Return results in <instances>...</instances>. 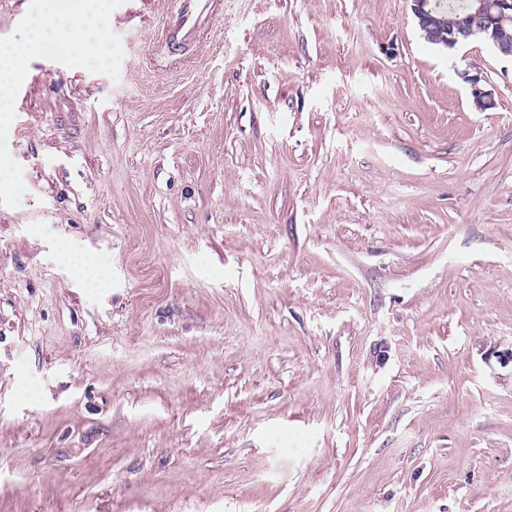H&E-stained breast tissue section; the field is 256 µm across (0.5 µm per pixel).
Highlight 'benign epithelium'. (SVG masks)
Instances as JSON below:
<instances>
[{
  "label": "benign epithelium",
  "instance_id": "7a95c632",
  "mask_svg": "<svg viewBox=\"0 0 512 512\" xmlns=\"http://www.w3.org/2000/svg\"><path fill=\"white\" fill-rule=\"evenodd\" d=\"M412 12L427 36L445 48L481 41L499 56L512 59V42L500 36L504 24L512 21V0H469L468 11L445 16L429 6V0H411ZM470 97L481 112L496 107L495 91L478 73H464Z\"/></svg>",
  "mask_w": 512,
  "mask_h": 512
}]
</instances>
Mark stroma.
I'll return each mask as SVG.
<instances>
[{
  "mask_svg": "<svg viewBox=\"0 0 512 512\" xmlns=\"http://www.w3.org/2000/svg\"><path fill=\"white\" fill-rule=\"evenodd\" d=\"M172 6L0 105V512H512V61L409 0H223L178 57ZM463 78L468 83L470 97L480 112L496 107L495 91L488 87L486 80L480 74L470 75L469 73H464ZM76 273L89 284L105 288L108 286V273L104 262L95 256H82L71 258L67 256Z\"/></svg>",
  "mask_w": 512,
  "mask_h": 512,
  "instance_id": "obj_1",
  "label": "stroma"
}]
</instances>
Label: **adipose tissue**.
I'll list each match as a JSON object with an SVG mask.
<instances>
[{
    "mask_svg": "<svg viewBox=\"0 0 512 512\" xmlns=\"http://www.w3.org/2000/svg\"><path fill=\"white\" fill-rule=\"evenodd\" d=\"M111 7L110 0H41V9L69 21L70 31L46 33L40 21H32L28 37L13 53L0 54V101L10 98L13 89L26 75L15 63L16 57L40 54L47 45L59 52H67L71 35L81 30H94L98 17Z\"/></svg>",
    "mask_w": 512,
    "mask_h": 512,
    "instance_id": "adipose-tissue-1",
    "label": "adipose tissue"
}]
</instances>
